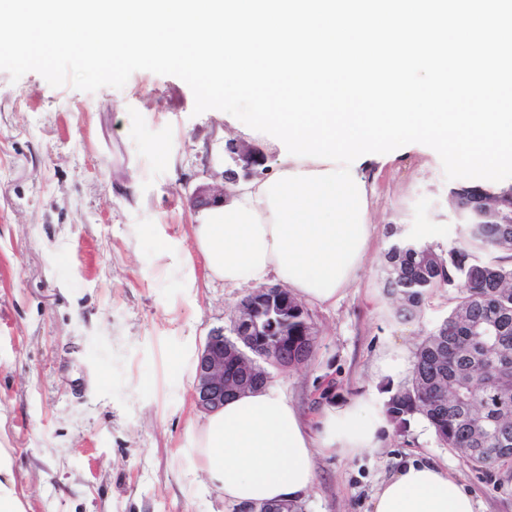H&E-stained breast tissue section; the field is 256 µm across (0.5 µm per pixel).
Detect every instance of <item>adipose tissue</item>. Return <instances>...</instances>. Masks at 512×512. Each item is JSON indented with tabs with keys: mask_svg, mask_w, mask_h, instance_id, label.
<instances>
[{
	"mask_svg": "<svg viewBox=\"0 0 512 512\" xmlns=\"http://www.w3.org/2000/svg\"><path fill=\"white\" fill-rule=\"evenodd\" d=\"M258 179L234 185L208 221L192 228L208 272L225 287L280 280L272 213ZM382 416L358 400L324 408L317 428L276 382L225 401L189 431L198 470L237 504L302 500L313 486L316 453L353 457L379 448ZM372 512H476L473 496L447 467L412 462L384 480Z\"/></svg>",
	"mask_w": 512,
	"mask_h": 512,
	"instance_id": "ef3b65f1",
	"label": "adipose tissue"
}]
</instances>
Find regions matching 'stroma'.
I'll return each mask as SVG.
<instances>
[{
  "label": "stroma",
  "mask_w": 512,
  "mask_h": 512,
  "mask_svg": "<svg viewBox=\"0 0 512 512\" xmlns=\"http://www.w3.org/2000/svg\"><path fill=\"white\" fill-rule=\"evenodd\" d=\"M181 79L134 72L123 88L52 87L0 71V448L26 512H237L194 476V366L207 335L230 327L243 288L210 279L188 193L223 186L229 139L275 161L280 143L234 116L194 114ZM375 226L356 288L307 305L318 331L305 363L272 370L307 419L364 398L383 408L399 381L372 382L378 350L415 348L450 309L440 289L398 322L381 288L388 226L432 224L456 238L438 154L418 145L369 169ZM380 448L318 456L304 512H371L378 485L408 461L448 467L477 512H512V472L478 471L429 424H388Z\"/></svg>",
  "instance_id": "stroma-1"
}]
</instances>
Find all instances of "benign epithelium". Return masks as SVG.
Returning <instances> with one entry per match:
<instances>
[{
	"label": "benign epithelium",
	"instance_id": "7a95c632",
	"mask_svg": "<svg viewBox=\"0 0 512 512\" xmlns=\"http://www.w3.org/2000/svg\"><path fill=\"white\" fill-rule=\"evenodd\" d=\"M229 153L236 155L242 172L234 170L224 172V180L237 183L239 179H253L259 176L257 167L264 164L265 158L258 157L254 151L234 142L226 144ZM224 199V190L207 184L196 186L189 193V203L196 210H204ZM292 298L288 289L271 286L256 289L237 306V315L233 321V334L236 340L224 337V329L210 332L199 355L195 370L194 401L203 412H213L224 407L228 397L236 396L253 389L247 381L241 380L226 370V363L233 360L236 352L254 345V337L260 335L255 320L257 313L268 310L269 313H288V300Z\"/></svg>",
	"mask_w": 512,
	"mask_h": 512
}]
</instances>
